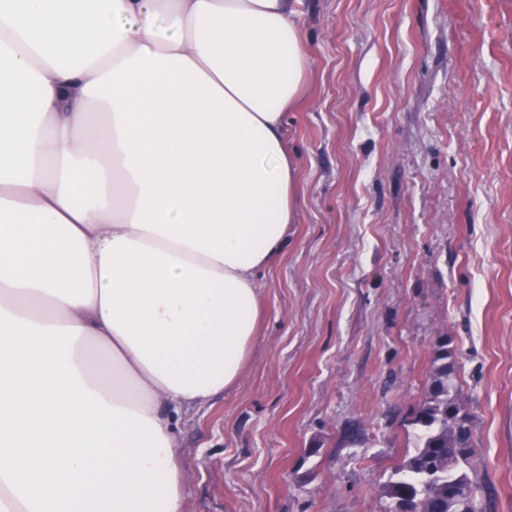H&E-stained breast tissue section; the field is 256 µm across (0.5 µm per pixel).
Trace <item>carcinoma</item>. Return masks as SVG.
<instances>
[{
    "label": "carcinoma",
    "instance_id": "1",
    "mask_svg": "<svg viewBox=\"0 0 512 512\" xmlns=\"http://www.w3.org/2000/svg\"><path fill=\"white\" fill-rule=\"evenodd\" d=\"M410 424L417 444L384 486V512H482L468 472L475 454L473 420L446 336L432 349L427 391Z\"/></svg>",
    "mask_w": 512,
    "mask_h": 512
}]
</instances>
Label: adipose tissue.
Masks as SVG:
<instances>
[{"instance_id":"obj_1","label":"adipose tissue","mask_w":512,"mask_h":512,"mask_svg":"<svg viewBox=\"0 0 512 512\" xmlns=\"http://www.w3.org/2000/svg\"><path fill=\"white\" fill-rule=\"evenodd\" d=\"M301 0H0V307L73 326L108 405L180 415L261 345L258 273L299 207L283 119Z\"/></svg>"}]
</instances>
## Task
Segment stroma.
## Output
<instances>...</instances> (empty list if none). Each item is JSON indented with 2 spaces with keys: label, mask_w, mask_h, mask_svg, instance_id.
Returning <instances> with one entry per match:
<instances>
[{
  "label": "stroma",
  "mask_w": 512,
  "mask_h": 512,
  "mask_svg": "<svg viewBox=\"0 0 512 512\" xmlns=\"http://www.w3.org/2000/svg\"><path fill=\"white\" fill-rule=\"evenodd\" d=\"M299 210L264 342L180 420L183 512H383L447 337L483 512H512V0H302Z\"/></svg>",
  "instance_id": "stroma-1"
}]
</instances>
